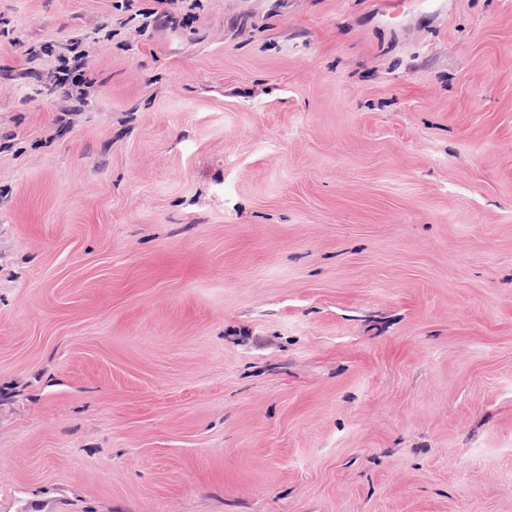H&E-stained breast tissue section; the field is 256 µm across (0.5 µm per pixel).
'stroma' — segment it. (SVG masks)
I'll list each match as a JSON object with an SVG mask.
<instances>
[{"label":"stroma","mask_w":512,"mask_h":512,"mask_svg":"<svg viewBox=\"0 0 512 512\" xmlns=\"http://www.w3.org/2000/svg\"><path fill=\"white\" fill-rule=\"evenodd\" d=\"M126 17L0 0V512H512V0ZM82 41H74L66 45L60 54V62L55 76V84L64 90L65 94L78 103L87 101L91 82L85 76L82 61L85 50L81 48Z\"/></svg>","instance_id":"35a3bbf8"}]
</instances>
